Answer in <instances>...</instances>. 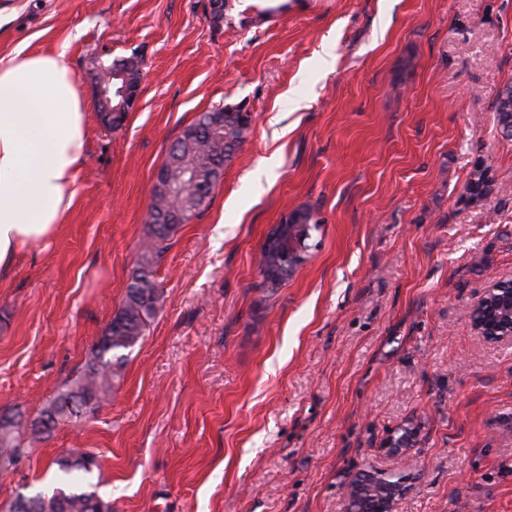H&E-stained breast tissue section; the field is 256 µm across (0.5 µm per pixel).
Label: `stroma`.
Instances as JSON below:
<instances>
[{
    "instance_id": "35a3bbf8",
    "label": "stroma",
    "mask_w": 512,
    "mask_h": 512,
    "mask_svg": "<svg viewBox=\"0 0 512 512\" xmlns=\"http://www.w3.org/2000/svg\"><path fill=\"white\" fill-rule=\"evenodd\" d=\"M64 52L87 153L58 231L0 282V413L39 417L125 296L155 175L200 112L252 115L207 207L157 265L160 309L123 377L0 476L55 482L92 453L112 512H350L364 473L405 476L396 512H512V346L470 326L512 277V0H297L268 19L210 0H0V55ZM137 56L122 127L96 64ZM490 191L471 198L476 169ZM320 223L279 287L274 224ZM401 452H392L396 441ZM130 64H129V63ZM132 66L133 78L135 81H140V63L137 60H114L112 61V72L125 68L127 66ZM112 72L109 78H104L99 81L97 88V106L98 112H100L102 120L111 125L112 129L117 128L125 120L127 112H115L116 114L112 116V105L110 102L117 106L119 104V100L114 98L112 100ZM495 112L503 134L512 137V86H507L498 94ZM260 254L261 269L263 271V266L267 268L269 274L264 275L272 288L278 287L283 281L288 279V276H290V274L294 271L282 269V266L285 264V262L280 258L279 252L275 254L273 251H265L264 249H261Z\"/></svg>"
}]
</instances>
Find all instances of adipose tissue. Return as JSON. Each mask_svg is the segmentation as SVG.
I'll return each instance as SVG.
<instances>
[{"label": "adipose tissue", "instance_id": "1", "mask_svg": "<svg viewBox=\"0 0 512 512\" xmlns=\"http://www.w3.org/2000/svg\"><path fill=\"white\" fill-rule=\"evenodd\" d=\"M85 112L64 53L0 56V281L55 234L86 158Z\"/></svg>", "mask_w": 512, "mask_h": 512}]
</instances>
